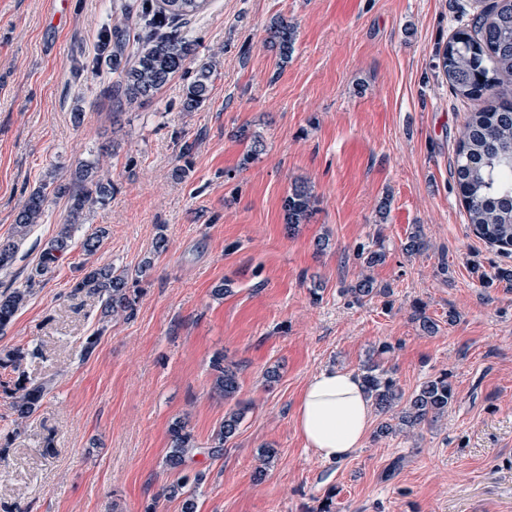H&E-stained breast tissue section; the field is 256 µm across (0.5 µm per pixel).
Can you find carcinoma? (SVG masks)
<instances>
[{"label": "carcinoma", "mask_w": 512, "mask_h": 512, "mask_svg": "<svg viewBox=\"0 0 512 512\" xmlns=\"http://www.w3.org/2000/svg\"><path fill=\"white\" fill-rule=\"evenodd\" d=\"M206 0H162L154 9L149 0H142L136 12L125 11V17L135 15L134 25L123 22L102 30L101 53L94 67L106 66L117 75L113 97L117 107H134L152 98L177 73H183L186 85L179 101L183 112L198 111L209 98L216 64L211 60L195 59L196 44L180 36L176 26L204 9ZM474 33L457 31L448 41L441 65L456 97L479 100L506 80L512 81V0H497L490 12L474 18ZM269 46L281 63L292 58L295 30L288 21L278 17L268 27ZM239 137L248 142L241 166L258 160L264 150L262 136L247 128ZM193 145L184 143L172 176L176 180L188 177L189 158ZM454 174L462 195L468 221L481 238L503 249L512 247V100L480 107L470 113L458 141ZM115 186L110 179L98 175L97 164L86 161L73 173L67 186L50 177L43 180L27 197L19 211L12 236L0 240V270L9 267L15 258L18 241L31 227L40 223L50 197L68 196L66 222L42 251L40 262L23 288L0 295V332L13 321L41 279L70 250L72 228L90 207L105 205ZM315 205L312 189L305 181L294 182L283 199L288 223L301 224L311 216ZM107 231L98 227L83 242V251L93 255L99 249ZM152 261L145 260L131 274L110 264L81 267L72 288L96 296L102 301L103 317L134 314L139 285L149 276ZM354 302L361 303L377 293L373 279L363 277L347 289ZM392 350L380 344L361 365V377L372 406L381 417L379 434H400L415 430L425 422H434L448 414L455 401L451 375L443 371L424 381L409 396H404L396 380L384 368L382 355ZM214 387L229 400L238 391L236 371L224 365V356L212 360ZM46 382L34 383L18 378L11 395L18 419L29 418L49 393ZM249 406L238 401L224 414V421L213 433L211 454L220 456L224 446L238 433ZM170 450L166 464L175 470L197 449L192 432L178 419L170 425ZM203 475L194 478L183 475L165 489V495L181 499V512H198V502L188 484L200 483Z\"/></svg>", "instance_id": "obj_1"}]
</instances>
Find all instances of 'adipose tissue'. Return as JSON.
I'll list each match as a JSON object with an SVG mask.
<instances>
[{"label": "adipose tissue", "mask_w": 512, "mask_h": 512, "mask_svg": "<svg viewBox=\"0 0 512 512\" xmlns=\"http://www.w3.org/2000/svg\"><path fill=\"white\" fill-rule=\"evenodd\" d=\"M372 405L360 374L328 366L306 383L295 413L306 447L327 462L349 458L363 445Z\"/></svg>", "instance_id": "adipose-tissue-1"}]
</instances>
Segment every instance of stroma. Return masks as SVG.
I'll return each mask as SVG.
<instances>
[{
  "mask_svg": "<svg viewBox=\"0 0 512 512\" xmlns=\"http://www.w3.org/2000/svg\"><path fill=\"white\" fill-rule=\"evenodd\" d=\"M128 2L67 0L58 14L53 0H0V238L48 175L68 181L95 158L116 186L0 333V357L21 353L0 367V512H180L161 496L177 478L166 456L179 417L199 444L184 471L205 475L200 512H319L329 494L334 512H512V282L479 280L512 269V254L468 222L451 168L475 104L455 98L440 61L495 0H209L183 28L218 61L209 100L180 111L178 75L116 120V77L88 63ZM277 17L296 34L285 65L265 43ZM244 125L265 150L243 169ZM184 139L192 166L177 181ZM297 179L316 211L292 232L282 200ZM67 211L66 197L50 200L0 270V292L24 286ZM99 226L108 234L86 254ZM417 230L427 247L410 256L402 245ZM362 245L383 248L384 262L363 269ZM148 258L131 318L102 320L100 299L71 289L79 266L131 271ZM365 271L380 292L349 304L341 290ZM417 304L435 334L412 319ZM383 342L404 392L445 370L454 404L414 434L371 431L348 459L320 460L294 421L305 384L328 365L359 371ZM218 354L237 366L250 409L215 457L207 447L229 407L212 388ZM20 375L50 391L19 424L4 384ZM267 447L277 455L264 466Z\"/></svg>",
  "mask_w": 512,
  "mask_h": 512,
  "instance_id": "35a3bbf8",
  "label": "stroma"
}]
</instances>
